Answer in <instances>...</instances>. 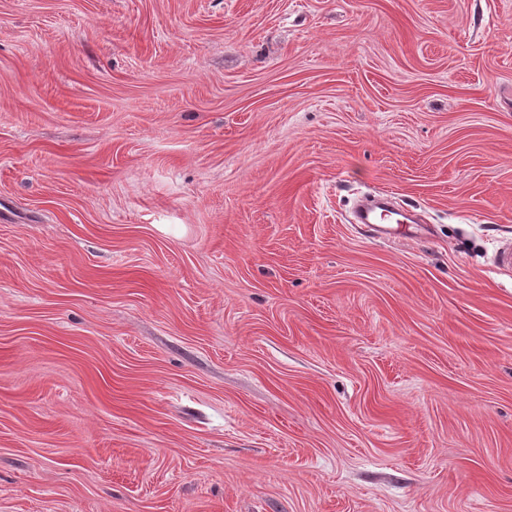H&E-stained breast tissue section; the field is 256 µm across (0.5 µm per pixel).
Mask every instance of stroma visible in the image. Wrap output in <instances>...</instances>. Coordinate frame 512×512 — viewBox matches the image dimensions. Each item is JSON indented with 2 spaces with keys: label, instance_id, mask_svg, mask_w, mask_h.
I'll use <instances>...</instances> for the list:
<instances>
[{
  "label": "stroma",
  "instance_id": "35a3bbf8",
  "mask_svg": "<svg viewBox=\"0 0 512 512\" xmlns=\"http://www.w3.org/2000/svg\"><path fill=\"white\" fill-rule=\"evenodd\" d=\"M505 238L512 0H0V512H512ZM391 199L385 194L373 196V201L365 206L357 205L354 213L356 215L355 224H363L371 229L379 238L390 239L396 237L410 238L417 234L423 226L412 220L407 215L397 219L401 224H376V215L380 210L391 205Z\"/></svg>",
  "mask_w": 512,
  "mask_h": 512
}]
</instances>
